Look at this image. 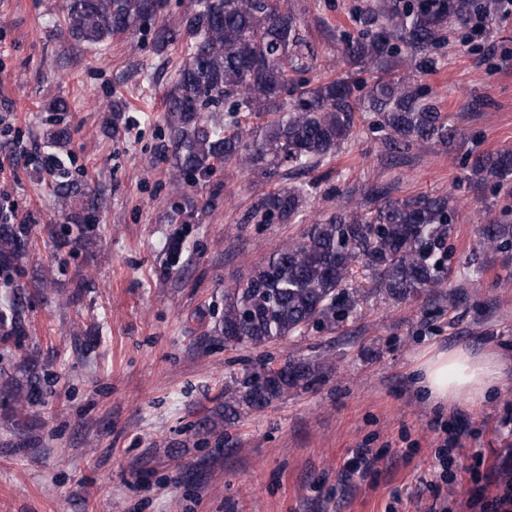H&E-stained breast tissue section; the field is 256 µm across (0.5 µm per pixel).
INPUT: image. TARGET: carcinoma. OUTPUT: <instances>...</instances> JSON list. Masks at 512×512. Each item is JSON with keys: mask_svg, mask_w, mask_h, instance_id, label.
Masks as SVG:
<instances>
[{"mask_svg": "<svg viewBox=\"0 0 512 512\" xmlns=\"http://www.w3.org/2000/svg\"><path fill=\"white\" fill-rule=\"evenodd\" d=\"M164 7L165 0H65L64 33L99 52L115 35L147 29L156 51L180 49L185 61L165 100L167 150L191 187L205 185L229 161L269 175L289 165L296 171L311 168L349 139L358 112L379 115L396 151L446 144L457 135L448 116L422 91L417 73H398L391 63L440 41L448 20L465 23L474 0H452L448 9L418 0L401 11L383 3L357 35L344 41L341 72L315 84L290 78L308 70L311 55L301 19L288 0H190L176 20L164 15ZM356 73L369 78L358 83ZM226 100L231 104L224 118L208 112ZM45 110L57 115L47 141L63 151L70 134L61 117L70 112L69 102L58 96ZM50 175L66 232L91 241L95 197L61 159ZM469 179L491 181L512 196V150L474 157ZM306 200L302 188L285 186L263 197L255 213L290 221ZM454 219L447 196L418 195L386 199L369 211L338 210L308 225L297 240L224 290V340L264 348L312 323L345 320L356 306L348 282L359 262L393 299L446 287ZM478 234L481 245L512 254L511 222L491 219ZM31 235V224L18 219L13 208L0 209L3 287H14ZM22 312L16 292L0 311L6 335L23 332ZM26 373V384L8 383L21 411L43 397L37 368ZM309 377L310 368L302 362L245 376L224 390V400L203 420L204 433L224 435V425L239 407L264 408Z\"/></svg>", "mask_w": 512, "mask_h": 512, "instance_id": "carcinoma-1", "label": "carcinoma"}]
</instances>
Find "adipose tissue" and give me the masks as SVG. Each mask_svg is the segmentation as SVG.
<instances>
[{
	"mask_svg": "<svg viewBox=\"0 0 512 512\" xmlns=\"http://www.w3.org/2000/svg\"><path fill=\"white\" fill-rule=\"evenodd\" d=\"M502 377V367L493 354L462 348L429 353L421 364V385L436 404L463 400L480 405Z\"/></svg>",
	"mask_w": 512,
	"mask_h": 512,
	"instance_id": "adipose-tissue-1",
	"label": "adipose tissue"
}]
</instances>
